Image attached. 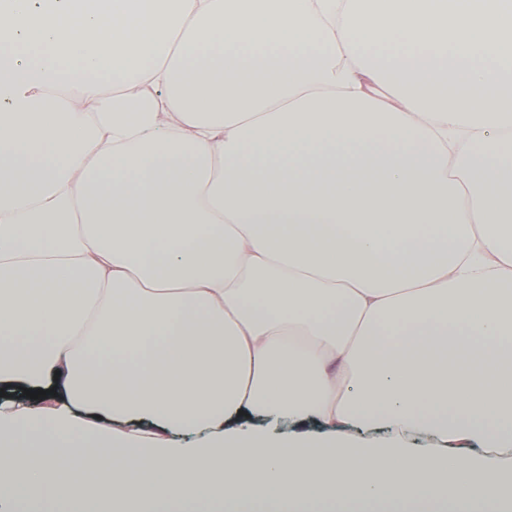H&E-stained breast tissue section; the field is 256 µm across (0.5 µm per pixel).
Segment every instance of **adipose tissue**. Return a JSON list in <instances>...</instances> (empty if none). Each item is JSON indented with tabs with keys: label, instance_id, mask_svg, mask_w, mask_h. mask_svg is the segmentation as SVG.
Returning a JSON list of instances; mask_svg holds the SVG:
<instances>
[{
	"label": "adipose tissue",
	"instance_id": "ef3b65f1",
	"mask_svg": "<svg viewBox=\"0 0 512 512\" xmlns=\"http://www.w3.org/2000/svg\"><path fill=\"white\" fill-rule=\"evenodd\" d=\"M0 389V512H512V0H0Z\"/></svg>",
	"mask_w": 512,
	"mask_h": 512
}]
</instances>
